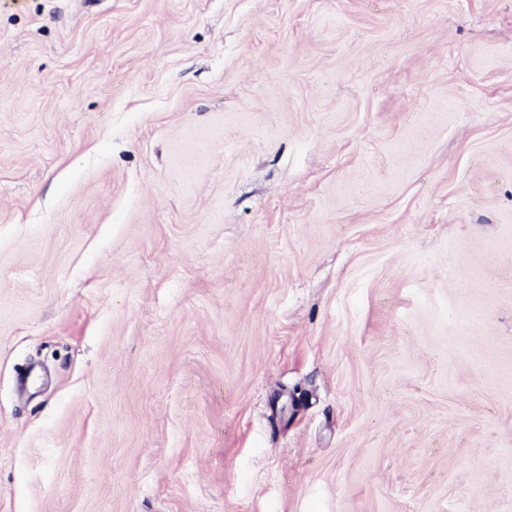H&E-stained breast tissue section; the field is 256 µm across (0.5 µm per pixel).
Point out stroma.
<instances>
[{
  "label": "stroma",
  "instance_id": "1",
  "mask_svg": "<svg viewBox=\"0 0 512 512\" xmlns=\"http://www.w3.org/2000/svg\"><path fill=\"white\" fill-rule=\"evenodd\" d=\"M0 512H512V0H0Z\"/></svg>",
  "mask_w": 512,
  "mask_h": 512
}]
</instances>
